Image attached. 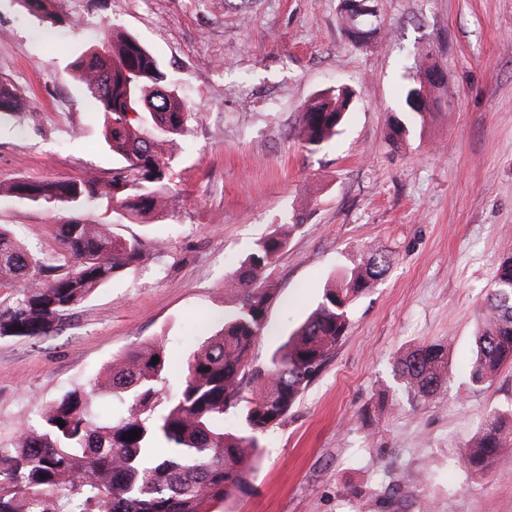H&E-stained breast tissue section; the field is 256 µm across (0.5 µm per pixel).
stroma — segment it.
<instances>
[{
  "mask_svg": "<svg viewBox=\"0 0 512 512\" xmlns=\"http://www.w3.org/2000/svg\"><path fill=\"white\" fill-rule=\"evenodd\" d=\"M376 6L387 31L357 49L340 27L339 0H55L65 22L53 28L18 0H0V76L30 99L21 122L0 123V183L111 176L101 117L64 72L104 24L156 54L192 112L176 153L174 210L115 227L164 247L48 335L0 336L1 449L148 341L167 344L173 369L161 388L175 397L181 358L236 304L225 279L290 223L255 364L365 253L389 254L392 265L354 301L346 335L287 420L260 436L248 486L223 512H512V453L493 477L456 462L486 416L512 406V366L479 387L463 372L495 260L512 249V0ZM422 49L443 66L448 89L422 133L395 144L389 127ZM338 85L355 92L353 110L335 140L307 152L299 115ZM66 219L0 198V224L37 255L55 254L49 227ZM429 343L450 346L448 384L415 402L393 367Z\"/></svg>",
  "mask_w": 512,
  "mask_h": 512,
  "instance_id": "1",
  "label": "stroma"
}]
</instances>
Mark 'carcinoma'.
I'll return each mask as SVG.
<instances>
[{
  "mask_svg": "<svg viewBox=\"0 0 512 512\" xmlns=\"http://www.w3.org/2000/svg\"><path fill=\"white\" fill-rule=\"evenodd\" d=\"M19 2L51 25L61 22L52 0ZM69 68L102 114L104 145L120 166L109 179L87 172L67 180H17L0 185V196L66 211L103 207L137 224L150 213L171 209L175 146L191 112L159 60L135 38L105 27L99 43ZM438 71L433 64L411 77L402 118L392 127L393 142L425 126L433 115L434 92L447 87V74L427 84L423 77ZM352 96L349 89H326L304 106L299 120L304 148L316 151L339 132ZM26 108L24 91L1 78L0 119L19 120ZM112 227L80 220L50 225L62 249V263L52 266L0 225V288L18 292L15 305L0 314V336L18 326L24 337L49 334L115 275L141 263L146 245L120 237ZM294 228L281 224L256 242L224 282L237 304L186 357L175 398H164L158 389L170 361L164 344L155 340L113 359L89 385L66 392L46 409L41 428L19 429L14 448L0 453V512H74L60 501L62 492L80 501L79 512H214L245 490L259 448L257 435L285 422L346 334L352 303L391 266L385 253L365 254L324 289L317 307L269 362L254 365L252 347L277 292L271 268ZM475 346L467 365L473 384L489 383L512 365L511 250L498 256ZM394 372L408 398L427 401L448 382L445 346L430 343L407 351ZM101 394L119 398L123 412L115 418L96 416L93 399ZM227 415L238 425H224ZM132 431L139 438L130 439ZM511 450L512 408L494 410L456 463L471 474L489 476L498 457Z\"/></svg>",
  "mask_w": 512,
  "mask_h": 512,
  "instance_id": "1",
  "label": "carcinoma"
}]
</instances>
